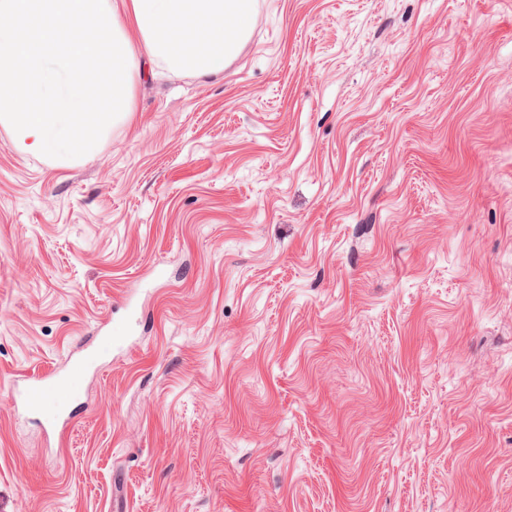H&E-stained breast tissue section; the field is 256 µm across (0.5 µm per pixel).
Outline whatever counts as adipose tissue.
<instances>
[{"mask_svg": "<svg viewBox=\"0 0 512 512\" xmlns=\"http://www.w3.org/2000/svg\"><path fill=\"white\" fill-rule=\"evenodd\" d=\"M256 0H0V127L79 159L133 110L137 79L223 74ZM136 41H129V34Z\"/></svg>", "mask_w": 512, "mask_h": 512, "instance_id": "obj_1", "label": "adipose tissue"}]
</instances>
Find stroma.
<instances>
[{
	"instance_id": "35a3bbf8",
	"label": "stroma",
	"mask_w": 512,
	"mask_h": 512,
	"mask_svg": "<svg viewBox=\"0 0 512 512\" xmlns=\"http://www.w3.org/2000/svg\"><path fill=\"white\" fill-rule=\"evenodd\" d=\"M134 107L0 128V512H512V0H257ZM96 366L94 355H87L78 364L73 366L68 374L57 383L64 394L59 398L57 406L60 410L64 409L71 398L79 395L85 374Z\"/></svg>"
}]
</instances>
